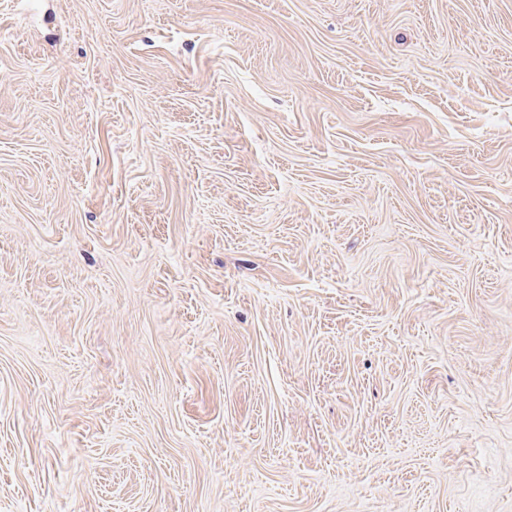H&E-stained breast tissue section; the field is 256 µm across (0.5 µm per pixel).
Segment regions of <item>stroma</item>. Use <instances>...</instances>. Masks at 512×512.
<instances>
[{
  "label": "stroma",
  "instance_id": "obj_1",
  "mask_svg": "<svg viewBox=\"0 0 512 512\" xmlns=\"http://www.w3.org/2000/svg\"><path fill=\"white\" fill-rule=\"evenodd\" d=\"M0 512H512V0H0Z\"/></svg>",
  "mask_w": 512,
  "mask_h": 512
}]
</instances>
